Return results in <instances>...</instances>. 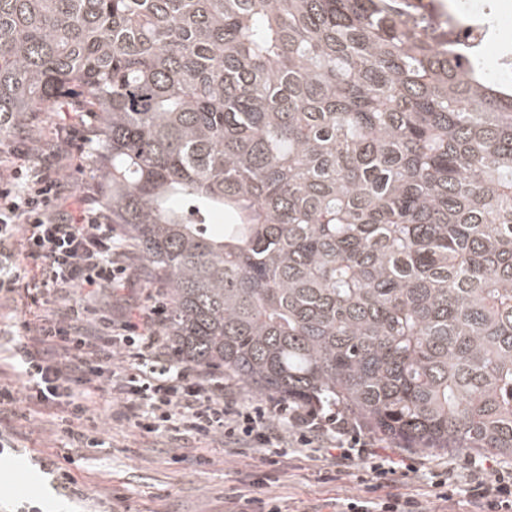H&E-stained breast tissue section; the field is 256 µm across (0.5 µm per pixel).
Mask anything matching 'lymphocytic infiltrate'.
Wrapping results in <instances>:
<instances>
[{
	"label": "lymphocytic infiltrate",
	"mask_w": 512,
	"mask_h": 512,
	"mask_svg": "<svg viewBox=\"0 0 512 512\" xmlns=\"http://www.w3.org/2000/svg\"><path fill=\"white\" fill-rule=\"evenodd\" d=\"M68 140L58 141L47 159L28 166L26 135L0 146L15 160L0 184V299L12 298L23 276L17 262L36 263L33 299L58 300L38 323L25 326L14 344L0 347V359L18 368L21 385L0 383V420L21 416L23 407L65 406L58 430L70 447L97 448L103 441L88 413L97 380L117 395L120 413L142 433L220 440L237 455L259 453L263 465L249 481L250 493L234 496L238 512H280L260 497L284 460L317 453L331 459L324 475L334 481L353 461L370 462L380 496L350 499L340 512H427L422 501L385 493L397 467L378 453L370 437L344 415L292 409L284 403H242L228 393L223 375L175 359L155 311L138 310L120 321L81 303L69 302L74 289L115 288L129 277L127 249L100 212L67 207L62 182L51 174ZM482 469L494 484L477 480L466 490L481 512H512V467L485 457Z\"/></svg>",
	"instance_id": "1"
}]
</instances>
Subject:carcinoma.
Returning <instances> with one entry per match:
<instances>
[{
  "label": "carcinoma",
  "instance_id": "1",
  "mask_svg": "<svg viewBox=\"0 0 512 512\" xmlns=\"http://www.w3.org/2000/svg\"><path fill=\"white\" fill-rule=\"evenodd\" d=\"M412 0H0V132L97 116L173 352L512 460V86ZM228 219L224 224L214 220Z\"/></svg>",
  "mask_w": 512,
  "mask_h": 512
}]
</instances>
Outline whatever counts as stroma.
Masks as SVG:
<instances>
[{
	"mask_svg": "<svg viewBox=\"0 0 512 512\" xmlns=\"http://www.w3.org/2000/svg\"><path fill=\"white\" fill-rule=\"evenodd\" d=\"M470 17L491 15L496 28L483 45L489 72L500 71L504 49H512V0H464ZM77 115L42 112L24 124L31 144L29 161H37L45 146L56 142L63 124H77ZM93 144L83 152H70L62 177L72 201L92 203L103 209L104 186L92 161ZM62 408L34 407L26 418L12 423L13 445L0 452V512H13L16 505L30 503L47 508L57 502L51 474L40 466L43 460L61 461L64 440L56 431ZM103 431L104 447L83 448L73 474L76 490L70 495L69 512H228L233 493L243 490L244 476L255 470L254 456L225 453L220 441L182 438L172 444L164 438L141 434L118 415L107 391H99L92 406ZM418 465L443 470L453 468L460 483L474 474V455L407 451ZM207 465H198V458ZM324 460L306 458L293 462L267 489V497L279 500L285 512H331L335 498L362 494L355 478L322 483Z\"/></svg>",
	"mask_w": 512,
	"mask_h": 512,
	"instance_id": "35a3bbf8",
	"label": "stroma"
}]
</instances>
